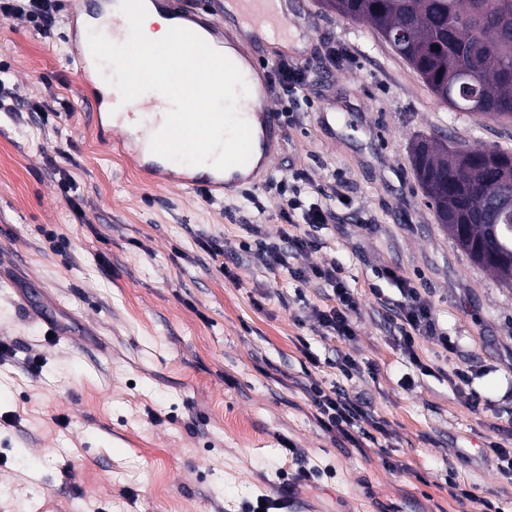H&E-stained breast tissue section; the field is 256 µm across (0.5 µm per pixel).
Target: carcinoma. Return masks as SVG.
Returning <instances> with one entry per match:
<instances>
[{
  "instance_id": "1",
  "label": "carcinoma",
  "mask_w": 512,
  "mask_h": 512,
  "mask_svg": "<svg viewBox=\"0 0 512 512\" xmlns=\"http://www.w3.org/2000/svg\"><path fill=\"white\" fill-rule=\"evenodd\" d=\"M370 24L442 103L475 117L512 113V0H327ZM410 153L438 223L481 267L512 288V230L487 222L488 199L512 194V154L420 137Z\"/></svg>"
}]
</instances>
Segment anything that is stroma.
<instances>
[{"mask_svg": "<svg viewBox=\"0 0 512 512\" xmlns=\"http://www.w3.org/2000/svg\"><path fill=\"white\" fill-rule=\"evenodd\" d=\"M282 3L287 43L244 34L228 12L225 44L309 78L293 95L268 85L285 139L268 179L212 198L144 175L139 146L116 148L82 103L69 61L80 14L62 6L46 36L0 15V342L13 348L0 358V512H243L304 467L313 477L279 512H478L483 499L512 512V479L486 456L495 438L512 448L498 432L512 417V289L437 223L410 156L418 136L512 153V122L437 101L372 27L324 0ZM284 184L328 222L313 233L295 211L294 234L316 247L282 268L242 243L247 224L278 240ZM47 229L65 252L46 247ZM332 263L358 298L350 337L324 334L312 312L333 297L293 276ZM384 267L419 288L453 353L420 336L422 365L409 363L372 293L399 297L379 284ZM456 367L470 387L451 385ZM314 382L361 393L386 424L379 445L323 429Z\"/></svg>", "mask_w": 512, "mask_h": 512, "instance_id": "35a3bbf8", "label": "stroma"}]
</instances>
